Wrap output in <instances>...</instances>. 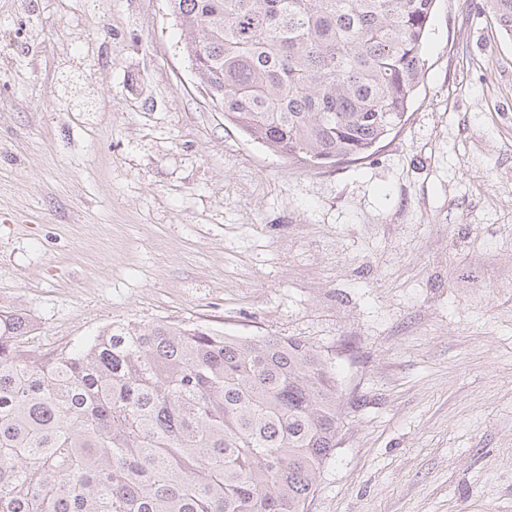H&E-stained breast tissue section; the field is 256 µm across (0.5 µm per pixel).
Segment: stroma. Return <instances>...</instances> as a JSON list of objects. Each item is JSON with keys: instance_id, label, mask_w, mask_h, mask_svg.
Returning a JSON list of instances; mask_svg holds the SVG:
<instances>
[{"instance_id": "35a3bbf8", "label": "stroma", "mask_w": 512, "mask_h": 512, "mask_svg": "<svg viewBox=\"0 0 512 512\" xmlns=\"http://www.w3.org/2000/svg\"><path fill=\"white\" fill-rule=\"evenodd\" d=\"M436 0L367 159L224 121L167 0H0V304L40 353L109 325L297 336L342 424L307 512H512V38Z\"/></svg>"}]
</instances>
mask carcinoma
<instances>
[{"instance_id": "cac0c4a2", "label": "carcinoma", "mask_w": 512, "mask_h": 512, "mask_svg": "<svg viewBox=\"0 0 512 512\" xmlns=\"http://www.w3.org/2000/svg\"><path fill=\"white\" fill-rule=\"evenodd\" d=\"M435 0H170L224 121L295 164L366 159L404 122ZM512 37V0H487ZM0 305V512H307L336 368L293 336L113 325L49 355Z\"/></svg>"}]
</instances>
